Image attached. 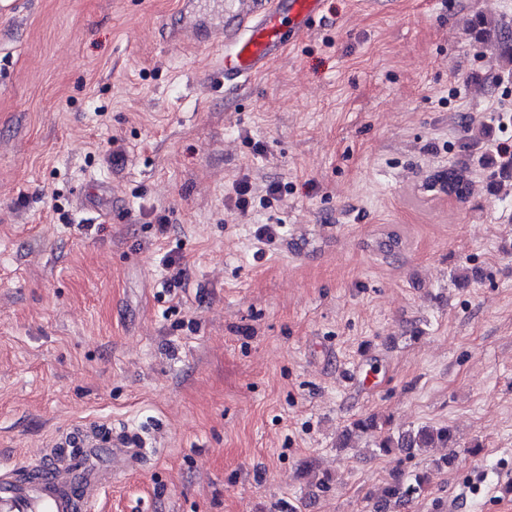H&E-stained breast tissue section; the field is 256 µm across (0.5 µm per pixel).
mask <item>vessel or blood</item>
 Wrapping results in <instances>:
<instances>
[{"label": "vessel or blood", "instance_id": "b4317fda", "mask_svg": "<svg viewBox=\"0 0 512 512\" xmlns=\"http://www.w3.org/2000/svg\"><path fill=\"white\" fill-rule=\"evenodd\" d=\"M322 5L323 0H181L182 22L165 35L223 45L224 92L231 95L266 69L288 35L309 31ZM145 454L135 433L107 423L73 425L39 459L0 465V512H88L120 477L115 461L131 470Z\"/></svg>", "mask_w": 512, "mask_h": 512}]
</instances>
